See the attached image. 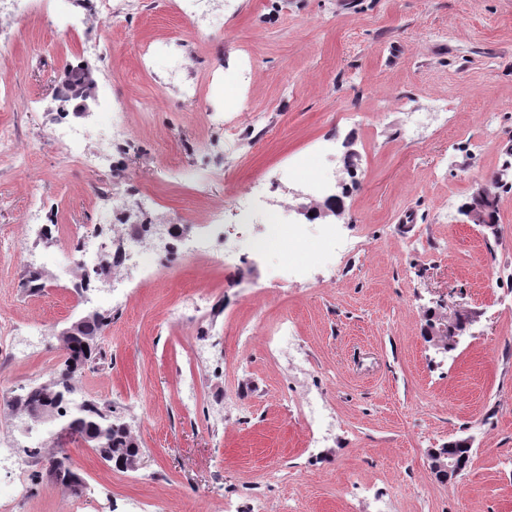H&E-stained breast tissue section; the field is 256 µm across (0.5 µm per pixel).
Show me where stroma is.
Here are the masks:
<instances>
[{"mask_svg": "<svg viewBox=\"0 0 512 512\" xmlns=\"http://www.w3.org/2000/svg\"><path fill=\"white\" fill-rule=\"evenodd\" d=\"M56 0H17L0 28V129L17 155H0V234L40 254L43 291L0 252V321L40 327L23 362L0 356V396L49 383L63 363L58 333L84 311L111 315L102 360L75 379V401L116 408L142 451L135 470L108 467L60 437L56 423L0 410V436L17 452L43 444L14 512H512V0H226L203 35L179 0H133L106 31L108 64L81 55L83 30L57 24ZM154 48L141 62L143 45ZM95 80L83 117L87 147L124 121L112 167L91 171L51 138L56 87L67 69ZM197 84L183 97L163 77ZM497 135L483 140L486 113ZM309 160L314 193L289 182ZM499 177L498 224L465 214L475 190ZM122 194L133 220L185 226L177 259L154 251L147 269H114L76 295L75 233L99 224L101 197ZM341 193L342 217L305 213ZM52 206L59 232L25 222L31 198ZM285 230L299 227L304 272L282 265ZM224 210V267L192 256L211 209ZM355 242L324 252L325 232ZM128 283L112 294L113 276ZM197 321L175 315L198 293ZM472 316L455 350L424 336L429 315ZM289 319L303 365L272 358L265 339ZM254 337L240 344L237 328ZM216 356L196 361L198 345ZM194 373L200 397L184 410L177 387ZM322 396L336 419L313 444L301 413ZM467 438L469 466L440 481L430 449ZM72 451L84 479H51L46 455Z\"/></svg>", "mask_w": 512, "mask_h": 512, "instance_id": "stroma-1", "label": "stroma"}]
</instances>
